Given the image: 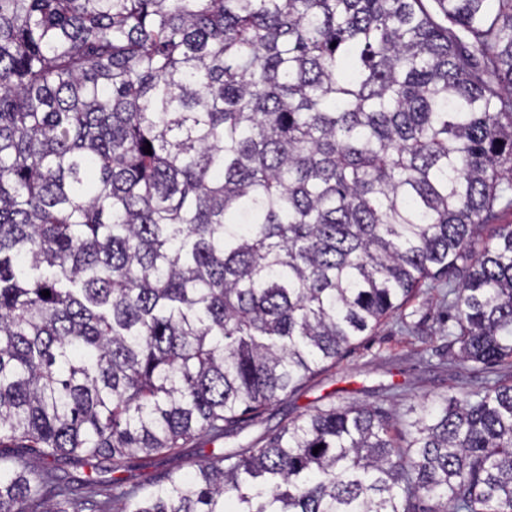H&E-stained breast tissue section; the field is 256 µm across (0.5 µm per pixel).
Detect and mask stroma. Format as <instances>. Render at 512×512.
Instances as JSON below:
<instances>
[{
  "label": "stroma",
  "mask_w": 512,
  "mask_h": 512,
  "mask_svg": "<svg viewBox=\"0 0 512 512\" xmlns=\"http://www.w3.org/2000/svg\"><path fill=\"white\" fill-rule=\"evenodd\" d=\"M453 326L442 288H423L402 312L388 316L335 365L263 409L243 432L217 442L202 436L169 454L135 459L132 479L147 489L161 474L194 472L208 456L257 443L318 407L359 400L405 417L424 401L462 396L494 377L512 380L510 364L488 373L455 358L448 346Z\"/></svg>",
  "instance_id": "1"
}]
</instances>
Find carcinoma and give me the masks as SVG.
I'll list each match as a JSON object with an SVG mask.
<instances>
[{
  "mask_svg": "<svg viewBox=\"0 0 512 512\" xmlns=\"http://www.w3.org/2000/svg\"><path fill=\"white\" fill-rule=\"evenodd\" d=\"M509 189L512 0H0V512H512V380L58 474L244 429L425 286L512 362Z\"/></svg>",
  "mask_w": 512,
  "mask_h": 512,
  "instance_id": "obj_1",
  "label": "carcinoma"
}]
</instances>
